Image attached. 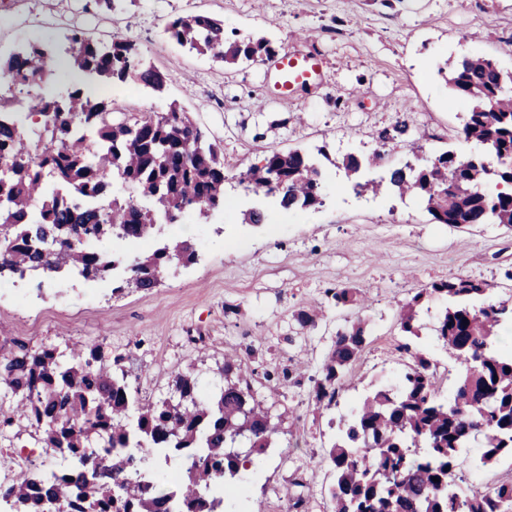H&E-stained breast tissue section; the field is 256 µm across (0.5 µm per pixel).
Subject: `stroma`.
Listing matches in <instances>:
<instances>
[{"label": "stroma", "mask_w": 512, "mask_h": 512, "mask_svg": "<svg viewBox=\"0 0 512 512\" xmlns=\"http://www.w3.org/2000/svg\"><path fill=\"white\" fill-rule=\"evenodd\" d=\"M196 14L223 21L238 37L265 38L280 55L320 54L319 85L278 99L268 91L262 63L227 65L169 42V21ZM75 25L96 42L136 41L146 62L168 76L161 93L121 85L125 98L116 109L166 112L175 102L190 111L224 155L226 202L223 210L161 225L156 239L138 249L107 241V249L131 260L159 241L190 240L196 261L170 263L155 288L116 295L111 282L65 272L39 289L1 282L0 354L18 343L64 355L74 344L96 343L120 359L139 401L156 402L176 397L175 381L185 374L199 380L203 394L219 391L224 353L236 350L255 369L254 389L279 423L258 457V475L243 484L247 505L287 512L285 490L299 480L310 512H332L326 449L335 431L328 421L346 410H317L313 380L337 331L360 319L373 331L344 379L342 396L356 403L371 387L397 381V313L416 291L452 276L494 285L500 295L512 287L503 277L512 270V231L434 223L413 194H355L337 163L348 154L382 152L380 166L369 172L377 179L447 148L481 154L461 134L468 105L452 97L447 79L472 56L512 73V0H136L121 13L85 10L74 0H8L0 9V55L32 42L57 48ZM404 122L409 134L382 140ZM270 146L310 155L325 149L324 206L288 211L260 195L242 196L240 172ZM253 207L264 210L263 224L245 223ZM336 286L359 292L364 304L336 310L324 295ZM313 301L322 305L315 325L299 327L298 312ZM446 307L445 298L426 299L419 323L422 348L449 365L440 385L448 397L458 367L434 336ZM271 367L289 370L292 383L271 389L263 378ZM1 448L12 454L0 456V470L28 457L41 469L65 464L23 419L0 433ZM480 455L473 449L462 464L467 486L512 478L511 458L485 465Z\"/></svg>", "instance_id": "1"}]
</instances>
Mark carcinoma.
<instances>
[{
  "label": "carcinoma",
  "instance_id": "cac0c4a2",
  "mask_svg": "<svg viewBox=\"0 0 512 512\" xmlns=\"http://www.w3.org/2000/svg\"><path fill=\"white\" fill-rule=\"evenodd\" d=\"M168 39L228 64L259 61L275 50L263 39L226 40L224 24L203 15L178 16ZM66 54L80 71L114 84L142 82L161 92L167 77L145 66L138 47L115 38L101 47L71 29ZM54 54L33 43L0 62V277L51 276L65 270L86 280L112 279V293L156 286L170 262L190 263L187 240L164 244L113 278L123 259L103 248L113 237L146 242L158 221L177 224L189 213L224 208V158L190 113L114 112L90 88L74 84L46 93L45 64ZM448 84L470 104L461 134L485 156L446 151L423 166L389 171L399 194L415 193L437 224L466 229L501 224L512 230V74L489 59L468 57ZM381 154H349L341 166L357 193L382 183L357 174ZM130 187L124 194L116 184ZM246 191H261L280 207L323 204L321 172L299 150L267 149L261 163L239 174ZM338 308L355 305L349 288L325 291ZM448 299L434 331L462 375L452 398L441 397L436 364L409 343V363L394 388L377 387L340 421L329 450L334 512H512V479L471 489L456 470L468 448L481 462L512 457V353L498 329L512 323V295L495 298L489 285L461 277L434 283L404 303L403 332L419 336L417 309L426 297ZM367 341L359 322L336 333L315 383L319 409L337 404L341 381ZM250 370L224 359V388L198 400L197 380L180 378L178 401L134 403L120 359L101 346L81 345L68 359L23 343L0 356V389L18 400L21 416L42 431L46 447L80 467L22 469L0 484V512H245L229 507L228 486L270 447L276 426L258 399ZM438 481H433V478Z\"/></svg>",
  "mask_w": 512,
  "mask_h": 512
}]
</instances>
